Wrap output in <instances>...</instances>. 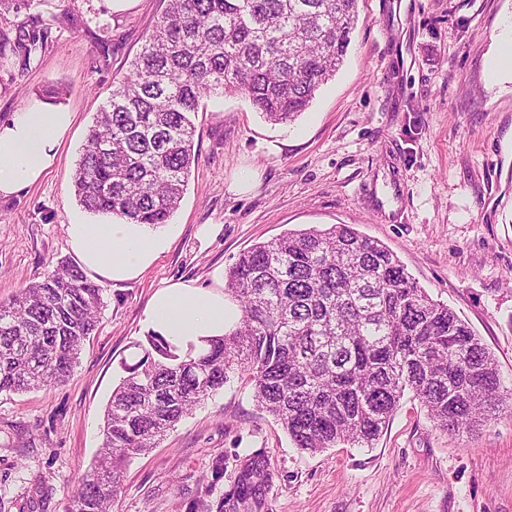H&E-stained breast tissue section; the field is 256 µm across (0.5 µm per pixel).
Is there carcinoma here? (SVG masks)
Listing matches in <instances>:
<instances>
[{"label":"carcinoma","mask_w":512,"mask_h":512,"mask_svg":"<svg viewBox=\"0 0 512 512\" xmlns=\"http://www.w3.org/2000/svg\"><path fill=\"white\" fill-rule=\"evenodd\" d=\"M358 0H167L129 72L113 82L73 175L79 204L166 224L195 161L202 97L239 92L291 122L343 63ZM240 317L197 353L151 333L104 410L102 449L65 512H108L132 456L234 375L302 451L370 448L405 392L464 432L503 400L495 359L467 322L433 300L398 256L348 224L289 230L240 253L224 276ZM102 288L60 259L0 303V393L65 381L96 328ZM269 455L240 459L219 512H268Z\"/></svg>","instance_id":"1"}]
</instances>
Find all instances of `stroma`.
Returning a JSON list of instances; mask_svg holds the SVG:
<instances>
[{"instance_id":"1","label":"stroma","mask_w":512,"mask_h":512,"mask_svg":"<svg viewBox=\"0 0 512 512\" xmlns=\"http://www.w3.org/2000/svg\"><path fill=\"white\" fill-rule=\"evenodd\" d=\"M166 0L127 12L105 0H32L0 10V124L44 102L73 124L36 184L0 196V302L49 263L73 258L68 226L100 223L73 190L94 117ZM335 76L294 122H269L238 93L203 98L187 190L169 249L103 289L97 326L64 383L0 394V512H65L98 453L122 362H135L154 293L223 292L243 250L285 231L349 224L393 250L421 288L464 319L512 386V74L488 66L512 28V0H359ZM48 36L30 58L19 33ZM251 182L237 194L231 184ZM267 452L268 512H512V400L451 433L405 394L371 448L300 451L235 377L132 457L112 512H217L239 460ZM224 475L213 479L216 460Z\"/></svg>"}]
</instances>
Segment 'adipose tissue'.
<instances>
[{
    "instance_id": "1",
    "label": "adipose tissue",
    "mask_w": 512,
    "mask_h": 512,
    "mask_svg": "<svg viewBox=\"0 0 512 512\" xmlns=\"http://www.w3.org/2000/svg\"><path fill=\"white\" fill-rule=\"evenodd\" d=\"M72 122L58 107L19 112L0 125V195L7 196L37 182L53 165L56 147ZM69 243L83 264L112 280L137 276L165 252L171 238L119 218L101 224H72ZM239 317L223 295L176 284L159 290L146 315L150 330L181 351L211 336L223 335Z\"/></svg>"
}]
</instances>
